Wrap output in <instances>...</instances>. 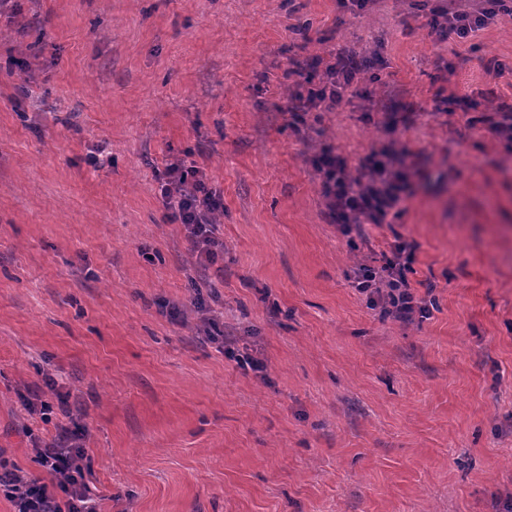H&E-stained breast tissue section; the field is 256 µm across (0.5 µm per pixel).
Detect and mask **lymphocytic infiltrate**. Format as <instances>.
<instances>
[{
	"label": "lymphocytic infiltrate",
	"instance_id": "lymphocytic-infiltrate-1",
	"mask_svg": "<svg viewBox=\"0 0 512 512\" xmlns=\"http://www.w3.org/2000/svg\"><path fill=\"white\" fill-rule=\"evenodd\" d=\"M504 10L503 0H480L477 8L449 13L440 26L441 34L466 39L496 20ZM368 67L366 58L338 55L334 63L325 66L319 79H306L303 92L295 97L294 122L303 123L304 113L312 110H333L344 96H358L354 79ZM315 168L329 213L340 224L343 234H351L363 224H384L390 213H402L409 178L405 153L371 149L352 176L345 160L336 156L332 147L325 146L315 158ZM184 176L181 167H172L161 186V195L172 220L184 224L196 261L204 266L224 253V242L217 237L213 220V210L221 201L206 190L202 181L188 184ZM415 255V244L396 242L381 265L356 275L355 288L381 300L385 310L398 319L427 317V306L416 299L407 278L413 270ZM74 453L73 440L64 432L52 442L40 445V464L51 476L47 484L22 480L6 461L0 460V491L13 503L15 512H100L89 486L75 473Z\"/></svg>",
	"mask_w": 512,
	"mask_h": 512
}]
</instances>
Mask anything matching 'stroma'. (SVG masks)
Wrapping results in <instances>:
<instances>
[{"instance_id":"obj_1","label":"stroma","mask_w":512,"mask_h":512,"mask_svg":"<svg viewBox=\"0 0 512 512\" xmlns=\"http://www.w3.org/2000/svg\"><path fill=\"white\" fill-rule=\"evenodd\" d=\"M472 0H16L0 13V457L88 437L102 512H512V17ZM376 57L359 99L289 126L291 59ZM501 72L487 70L488 61ZM408 153L406 211L350 247L314 170ZM224 200L196 265L169 164ZM428 317L352 283L396 239ZM433 292H426L425 282ZM264 360V370L240 359ZM477 8L446 14L440 24L443 38L466 39L498 18L501 12L512 16V10L504 7L502 0H481ZM488 119L490 129L500 138L512 140V105L499 104Z\"/></svg>"}]
</instances>
